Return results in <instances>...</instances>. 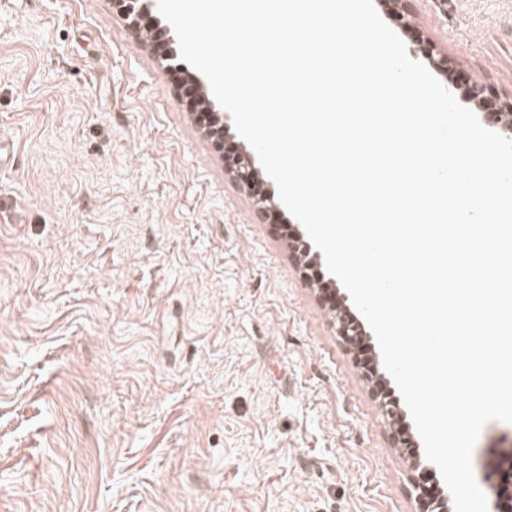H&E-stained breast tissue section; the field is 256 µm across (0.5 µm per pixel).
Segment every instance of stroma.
<instances>
[{
    "mask_svg": "<svg viewBox=\"0 0 512 512\" xmlns=\"http://www.w3.org/2000/svg\"><path fill=\"white\" fill-rule=\"evenodd\" d=\"M379 15L512 102V0ZM113 0H0V512H416L318 286ZM512 423L474 477L498 495Z\"/></svg>",
    "mask_w": 512,
    "mask_h": 512,
    "instance_id": "obj_1",
    "label": "stroma"
}]
</instances>
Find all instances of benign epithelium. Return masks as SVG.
<instances>
[{"label": "benign epithelium", "mask_w": 512, "mask_h": 512, "mask_svg": "<svg viewBox=\"0 0 512 512\" xmlns=\"http://www.w3.org/2000/svg\"><path fill=\"white\" fill-rule=\"evenodd\" d=\"M118 5L120 14L133 28H139V23L148 21L161 33V43L166 47L165 56L173 58L176 55L173 48L174 40L170 36L169 28L157 18L156 0H114ZM434 48L423 47L422 55L437 70L449 73L450 85L455 87L464 79V75L456 69L448 57H436ZM206 82L199 76L193 77L190 86H185L182 91L191 102L203 103L212 124L205 127V134L212 139L214 144L221 148L224 138L229 135L230 126L226 123V115L217 109L214 102L208 97ZM477 109L482 119L497 127L499 134L512 136V104L506 103L492 93H477ZM231 169L241 185L252 192L256 198V205L262 214L275 211L278 202L274 195L261 188L262 178L259 176V168L249 153L240 152L231 158ZM336 334L340 336L353 350L358 352L359 363L371 379V388L378 400L382 411L394 421L404 419V412L398 401L392 396L388 387L385 374L379 372L378 361L374 357H366L362 354V347L367 339V332L363 322L352 311L350 305L341 302L339 315L336 316ZM414 488L416 490L417 512H448V496L438 495L429 489L427 485L426 468L414 467ZM495 512H512V478L503 477L502 489L498 501L494 505Z\"/></svg>", "instance_id": "1"}]
</instances>
